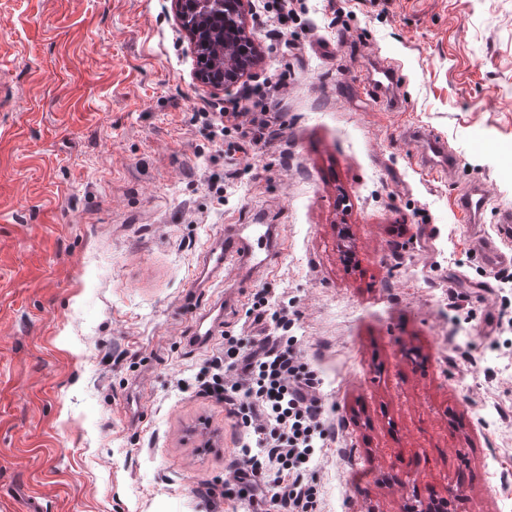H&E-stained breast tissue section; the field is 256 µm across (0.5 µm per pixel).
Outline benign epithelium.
<instances>
[{
    "instance_id": "1",
    "label": "benign epithelium",
    "mask_w": 512,
    "mask_h": 512,
    "mask_svg": "<svg viewBox=\"0 0 512 512\" xmlns=\"http://www.w3.org/2000/svg\"><path fill=\"white\" fill-rule=\"evenodd\" d=\"M248 4L249 0H236L235 10L228 16L224 14V0H174L176 20L196 58L200 62L212 58L208 65L196 71L195 77L199 83L222 91L249 70L250 60L224 50L226 27L234 29L241 36L252 38L247 20ZM217 18L224 20V26L213 29L211 40L201 39L200 33Z\"/></svg>"
}]
</instances>
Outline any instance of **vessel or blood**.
I'll return each mask as SVG.
<instances>
[{"label": "vessel or blood", "instance_id": "vessel-or-blood-1", "mask_svg": "<svg viewBox=\"0 0 512 512\" xmlns=\"http://www.w3.org/2000/svg\"><path fill=\"white\" fill-rule=\"evenodd\" d=\"M422 151L428 157L431 168L443 170L450 162L444 144L435 139H426ZM488 199L483 191L471 190L458 199V207L470 217H478L485 210ZM278 238V227L274 224H241L223 241L214 243L207 251L203 264L192 278L195 289L208 287L211 280L227 268L242 272L264 268L268 262L272 244ZM224 310L216 306L210 309L206 319L198 321L188 339L190 347L206 346L212 336V324L222 318Z\"/></svg>", "mask_w": 512, "mask_h": 512}]
</instances>
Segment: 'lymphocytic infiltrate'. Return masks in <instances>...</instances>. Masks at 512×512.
Instances as JSON below:
<instances>
[{
  "label": "lymphocytic infiltrate",
  "instance_id": "f902f5d3",
  "mask_svg": "<svg viewBox=\"0 0 512 512\" xmlns=\"http://www.w3.org/2000/svg\"><path fill=\"white\" fill-rule=\"evenodd\" d=\"M277 121L258 104L236 101L216 125H232L240 139L258 145L269 143ZM214 365L208 392L244 400L260 435L258 452L236 481L259 490L275 486L283 512H316L318 490L301 472L323 448L328 432L320 418V382L294 342L249 350L231 343Z\"/></svg>",
  "mask_w": 512,
  "mask_h": 512
}]
</instances>
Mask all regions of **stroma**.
I'll list each match as a JSON object with an SVG mask.
<instances>
[{
	"instance_id": "35a3bbf8",
	"label": "stroma",
	"mask_w": 512,
	"mask_h": 512,
	"mask_svg": "<svg viewBox=\"0 0 512 512\" xmlns=\"http://www.w3.org/2000/svg\"><path fill=\"white\" fill-rule=\"evenodd\" d=\"M289 3L274 42L250 0L262 61L216 91L172 0H0V512H277L230 483L247 408L200 383L226 341L279 336L322 384L317 512H512V282L456 207L481 187L493 238L512 211V0ZM381 63L398 108L365 84ZM282 74L271 144L206 136ZM259 223L270 265L187 301L225 225ZM422 152L429 159V167L444 170L450 168L447 150L444 144L436 139H426L422 144ZM223 313L224 307L222 308L221 304L210 309L209 316L195 324L193 332L188 339L189 346L193 348L206 346L210 342L213 333L212 324L220 320L223 317ZM208 319H210L209 322Z\"/></svg>"
}]
</instances>
